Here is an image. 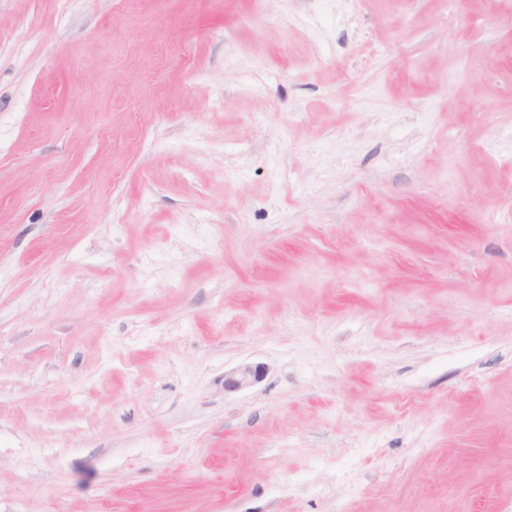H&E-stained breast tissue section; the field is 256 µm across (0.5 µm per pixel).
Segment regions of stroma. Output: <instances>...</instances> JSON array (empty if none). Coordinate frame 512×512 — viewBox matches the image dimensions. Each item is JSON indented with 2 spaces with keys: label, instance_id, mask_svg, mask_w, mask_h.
Listing matches in <instances>:
<instances>
[{
  "label": "stroma",
  "instance_id": "stroma-1",
  "mask_svg": "<svg viewBox=\"0 0 512 512\" xmlns=\"http://www.w3.org/2000/svg\"><path fill=\"white\" fill-rule=\"evenodd\" d=\"M0 512H512V9L0 0ZM265 374L263 365L246 364L224 375V389L234 392L259 382Z\"/></svg>",
  "mask_w": 512,
  "mask_h": 512
}]
</instances>
